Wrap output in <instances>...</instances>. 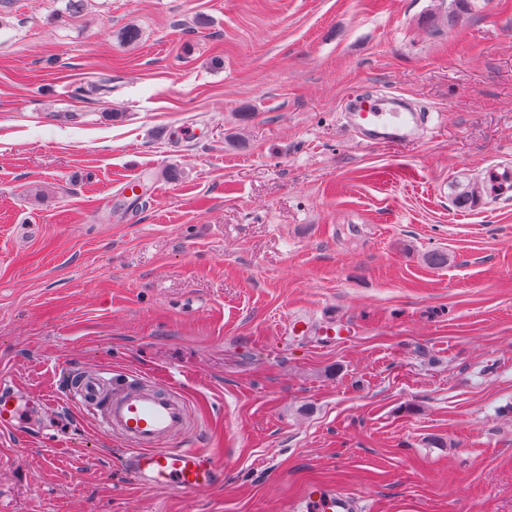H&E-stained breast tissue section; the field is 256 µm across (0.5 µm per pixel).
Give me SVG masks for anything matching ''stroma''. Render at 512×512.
Masks as SVG:
<instances>
[{
    "label": "stroma",
    "instance_id": "obj_1",
    "mask_svg": "<svg viewBox=\"0 0 512 512\" xmlns=\"http://www.w3.org/2000/svg\"><path fill=\"white\" fill-rule=\"evenodd\" d=\"M448 3L0 0V512H512V206L451 191L512 166V0ZM356 91L441 132L357 146ZM100 368L187 402L213 488L134 484ZM29 409L28 402L10 384L0 383V429L14 430ZM297 512H352L353 504L348 496L321 484L308 485L297 499Z\"/></svg>",
    "mask_w": 512,
    "mask_h": 512
}]
</instances>
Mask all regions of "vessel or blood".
Segmentation results:
<instances>
[{
	"label": "vessel or blood",
	"mask_w": 512,
	"mask_h": 512,
	"mask_svg": "<svg viewBox=\"0 0 512 512\" xmlns=\"http://www.w3.org/2000/svg\"><path fill=\"white\" fill-rule=\"evenodd\" d=\"M347 125L365 147L400 145L439 132V125L416 112L409 99L389 93L354 95L343 108ZM71 400L92 414L98 427L119 436L127 447L125 463L136 485L150 490L197 494L216 482L218 463L203 449L185 445L187 408L176 395L148 387L112 386L109 373L81 376ZM29 409L10 384L0 383V429L12 430ZM297 512H352L349 497L321 484L308 485Z\"/></svg>",
	"instance_id": "vessel-or-blood-1"
}]
</instances>
